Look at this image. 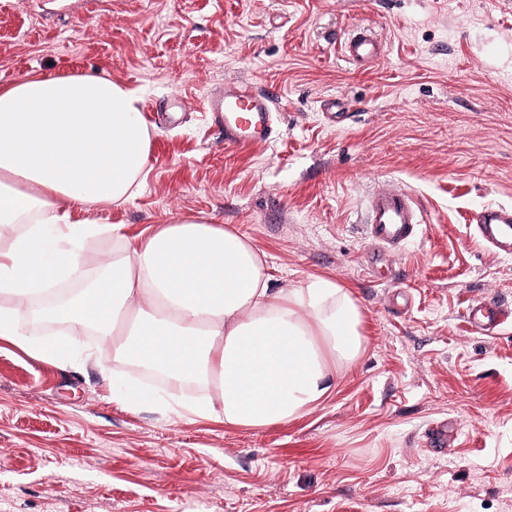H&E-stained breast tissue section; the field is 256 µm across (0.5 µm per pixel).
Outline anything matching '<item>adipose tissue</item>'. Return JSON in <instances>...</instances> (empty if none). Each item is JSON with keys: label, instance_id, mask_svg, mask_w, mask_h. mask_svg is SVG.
<instances>
[{"label": "adipose tissue", "instance_id": "adipose-tissue-1", "mask_svg": "<svg viewBox=\"0 0 512 512\" xmlns=\"http://www.w3.org/2000/svg\"><path fill=\"white\" fill-rule=\"evenodd\" d=\"M139 93L109 76H24L0 86V340L68 365L95 328L121 362L149 361L171 386L166 406L263 428L322 403L362 354V313L338 282L272 288L249 240L203 218L130 239L118 224L75 221L127 202L145 182L150 133ZM111 235L112 258L85 239ZM111 269L92 289L53 299L90 263ZM61 311L66 339L28 336L22 314ZM220 401L189 402L188 380Z\"/></svg>", "mask_w": 512, "mask_h": 512}]
</instances>
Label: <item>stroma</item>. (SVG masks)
<instances>
[{
	"mask_svg": "<svg viewBox=\"0 0 512 512\" xmlns=\"http://www.w3.org/2000/svg\"><path fill=\"white\" fill-rule=\"evenodd\" d=\"M85 2L0 0V85L97 71L153 115L139 195L74 219L236 229L272 287L347 288L364 351L324 402L253 429L113 401L104 376L125 370L95 334L65 368L0 341V512H512V318L462 317L479 298L512 311V254L470 227L512 204V0ZM359 28L384 48L362 69L340 50ZM242 81L273 96L267 146L225 147L204 110ZM385 183L424 222L373 265L364 208ZM500 309L490 301L476 299L465 308V320L476 330L489 332L502 324Z\"/></svg>",
	"mask_w": 512,
	"mask_h": 512,
	"instance_id": "stroma-1",
	"label": "stroma"
}]
</instances>
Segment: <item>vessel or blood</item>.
<instances>
[{"instance_id": "b4317fda", "label": "vessel or blood", "mask_w": 512, "mask_h": 512, "mask_svg": "<svg viewBox=\"0 0 512 512\" xmlns=\"http://www.w3.org/2000/svg\"><path fill=\"white\" fill-rule=\"evenodd\" d=\"M344 56L352 63L378 60L383 47L370 33L359 31L342 45ZM205 109L213 115L225 146L250 149L268 144L274 134L275 103L272 98L241 83L225 88L223 95L208 98ZM423 221L409 191L384 186L370 195L366 205L365 236L380 250H396L414 238ZM476 237L498 252L512 251V206L491 204L472 216ZM465 320L476 330L489 332L502 323L500 309L493 303L476 299L464 311Z\"/></svg>"}]
</instances>
